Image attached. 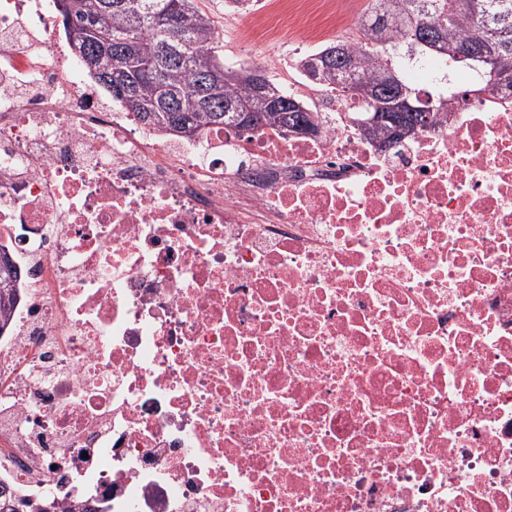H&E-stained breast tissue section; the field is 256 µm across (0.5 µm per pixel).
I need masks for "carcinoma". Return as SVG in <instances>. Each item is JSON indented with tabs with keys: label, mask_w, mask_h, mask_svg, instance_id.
I'll use <instances>...</instances> for the list:
<instances>
[{
	"label": "carcinoma",
	"mask_w": 512,
	"mask_h": 512,
	"mask_svg": "<svg viewBox=\"0 0 512 512\" xmlns=\"http://www.w3.org/2000/svg\"><path fill=\"white\" fill-rule=\"evenodd\" d=\"M70 2V12L62 21L63 27L80 28L91 17L96 27L112 35V39L137 42V57L121 58L114 64L115 71L135 85L136 101L127 103L114 92L110 96L145 126L171 133L183 127L200 131L208 126L224 125L254 131L271 121L281 125L288 116L316 120L314 112L278 83L269 81L272 91L288 98L298 112L288 114L264 106L244 83L232 77L234 71L224 66V60L215 51L218 37L214 21L196 6L195 0H127L128 8L124 10L105 9L101 7L102 0ZM387 3L395 4L406 14L407 27L375 25L378 13ZM169 13H177L183 18L179 46L173 55H157L155 49L170 38L162 22ZM424 28L440 33L443 52L417 44L419 32ZM360 30L364 44L331 42L301 55L296 61V69L309 82V62L331 49L342 48L343 53L354 60V65L328 75L317 87H340L357 104V121L368 116L373 108V98L366 96L365 91L373 85L376 74L381 70H392L406 95L421 108L419 112L408 113L406 125L416 123L424 129L433 122L435 113L442 111L441 100L447 96L464 100L471 90L449 92L445 96L421 92L407 80L405 60L414 55H426L456 63L458 59L453 51L459 44L490 30L499 33L493 42L497 50L512 55V0H372L371 7L361 18ZM463 64L479 69L481 83L485 86L512 92V70L496 71L474 60H465ZM208 76L211 83L206 100L189 106L188 96ZM368 138L390 144L399 140L388 122L376 125ZM16 278L15 264L11 260L3 261L0 254L1 330L8 322L7 313L13 306V289L9 285Z\"/></svg>",
	"instance_id": "obj_1"
}]
</instances>
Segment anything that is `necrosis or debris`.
Segmentation results:
<instances>
[{
  "instance_id": "obj_1",
  "label": "necrosis or debris",
  "mask_w": 512,
  "mask_h": 512,
  "mask_svg": "<svg viewBox=\"0 0 512 512\" xmlns=\"http://www.w3.org/2000/svg\"><path fill=\"white\" fill-rule=\"evenodd\" d=\"M350 0L238 12L247 49ZM415 84L469 88L416 57ZM0 498L89 512H512V102L381 149L338 92L312 136L170 140L0 0ZM5 254H0V329L1 334L8 322L7 313L11 310L13 306V288H8L9 285L16 281L17 271L15 264L8 258V262L4 263L3 256ZM3 323V324H2Z\"/></svg>"
}]
</instances>
